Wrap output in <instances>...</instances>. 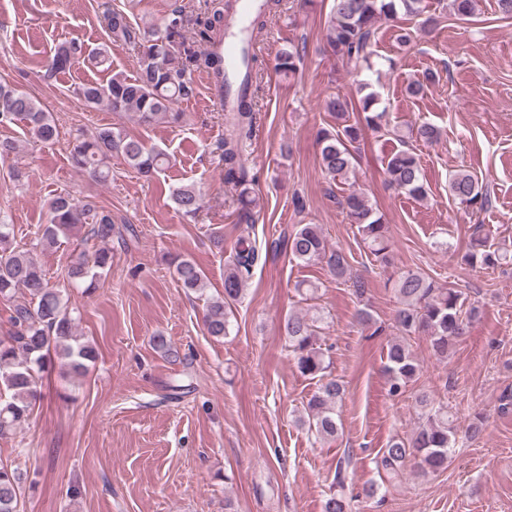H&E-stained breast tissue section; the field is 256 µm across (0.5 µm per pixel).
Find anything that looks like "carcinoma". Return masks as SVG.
Wrapping results in <instances>:
<instances>
[{
	"label": "carcinoma",
	"mask_w": 512,
	"mask_h": 512,
	"mask_svg": "<svg viewBox=\"0 0 512 512\" xmlns=\"http://www.w3.org/2000/svg\"><path fill=\"white\" fill-rule=\"evenodd\" d=\"M478 0H450L452 14L462 20L476 15ZM427 0H333L326 26V44L336 58L356 68L372 69L373 46L380 26L398 22L404 16L426 15L422 27L436 24L428 14ZM182 10L174 11L163 35H148L134 27L124 14L112 11L107 15L108 38L114 44L131 46L137 50L139 69L136 77L120 73L112 75L105 84L85 83L75 88L76 94L91 105H103L112 112H133L138 121L151 124L161 119L178 121L181 113L173 111L180 100L195 94L191 71L205 68L214 73L224 85V94L232 98L228 113V129L224 135V181L238 191L242 207L238 223L252 224L254 216L245 202L252 180L241 159L243 135L253 127L255 120L252 72L256 57H246V73L234 79L223 68V60L209 51L225 30L217 24H229L232 12L219 13L197 20L199 26L196 49L180 36ZM87 59L103 66L109 63L107 50L84 55L77 41L60 45L50 61L44 65L43 79L52 82L57 75L70 69L75 62ZM301 56L296 50L284 51L275 68L293 73ZM363 118L349 123V102L337 94L329 99L326 108L335 124L319 132L322 170L333 181L347 179L354 165V144L359 142L364 129L382 130L384 112L377 111L378 96L369 92L362 99ZM23 123L28 137L41 143H51L59 136L51 112L30 93L0 82V126ZM120 155L141 176L150 178L168 163L166 154L147 146L120 129L103 127L90 137L78 142L70 152L74 166L99 182L109 178L112 155ZM386 173L389 184L398 192L422 200L427 191L423 182L419 155L402 146L387 158ZM449 193L471 215L487 209L490 203L488 186L479 183L466 171H457L449 179ZM176 208L185 216L194 217L202 208V197L192 185H183L172 191ZM336 204L345 211L349 223L358 225L371 254L378 260H389L391 248L387 225L378 216L365 196L350 192ZM50 222L43 225L40 245L51 250L60 245V239L70 238L87 226V238L102 243L92 253L79 252L71 261L67 276L69 285L89 293L112 266V251L107 244L114 231L112 211L91 202L79 204L67 194H59L48 202ZM286 248L290 255L303 263L325 261L338 279L351 281L354 293L363 296V279L352 274L345 252L329 247L321 228L316 224H301L289 235ZM259 253L250 238H238L234 254L224 271V299L210 303L204 315L208 335L223 337L229 332L232 306L244 291L247 279L257 263ZM508 259V249L493 248L482 235L481 225H475L471 242L462 257L464 264L476 268L495 267ZM174 275L187 290H202L206 286L205 272L190 259L174 260ZM399 298L394 322L401 336L390 342L386 353L388 395L398 397L412 381L419 378L421 365L405 343V337L424 335L438 359L448 358L454 341L464 335L475 309L465 308V298L453 288H439L419 272L405 271L394 284ZM25 298L16 300L18 291ZM13 302L6 334L0 336V391L9 394V400L0 403V438L8 437L29 417L40 398V373L59 365L67 372L83 375L95 362V346L77 333L75 308L70 305L65 291L52 285L44 270L26 250L13 245L9 224L0 218V300ZM284 333L289 351L293 353L299 372L312 379L324 377V354L318 344L314 320L299 314H290L284 320ZM345 393L343 382L329 378L322 382L307 403V418L302 424L322 437L338 435L336 404ZM424 422L408 439L391 440L377 461L378 473L384 484L401 481L407 468L417 476L425 477L447 468L450 454L456 444V431L448 420V408L426 394L417 397ZM20 478L5 465H0V512H18ZM324 512H349V503L342 492L329 495Z\"/></svg>",
	"instance_id": "obj_1"
}]
</instances>
